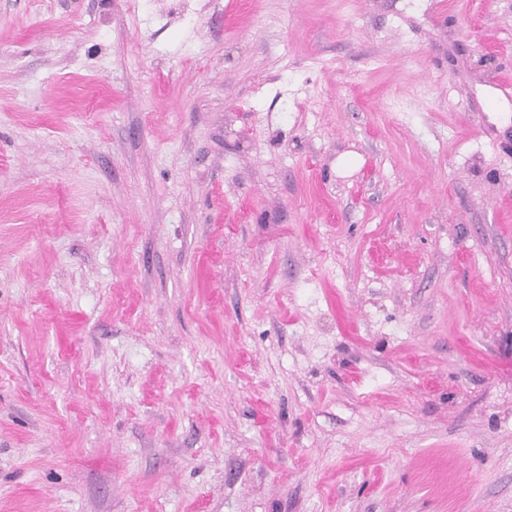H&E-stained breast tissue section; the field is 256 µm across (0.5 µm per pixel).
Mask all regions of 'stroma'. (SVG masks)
<instances>
[{
    "label": "stroma",
    "instance_id": "stroma-1",
    "mask_svg": "<svg viewBox=\"0 0 512 512\" xmlns=\"http://www.w3.org/2000/svg\"><path fill=\"white\" fill-rule=\"evenodd\" d=\"M512 0H0V512H512Z\"/></svg>",
    "mask_w": 512,
    "mask_h": 512
}]
</instances>
